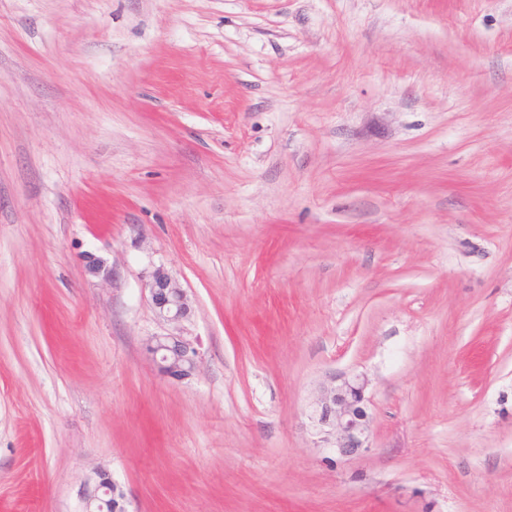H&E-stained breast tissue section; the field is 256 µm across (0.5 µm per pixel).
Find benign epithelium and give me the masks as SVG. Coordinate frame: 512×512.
Instances as JSON below:
<instances>
[{
	"label": "benign epithelium",
	"mask_w": 512,
	"mask_h": 512,
	"mask_svg": "<svg viewBox=\"0 0 512 512\" xmlns=\"http://www.w3.org/2000/svg\"><path fill=\"white\" fill-rule=\"evenodd\" d=\"M149 300L156 314L173 329L149 337L144 350L164 377L176 381L192 378L199 367V351L181 334L192 307L187 292L162 266L148 281ZM368 379L362 374L332 376L322 384L311 402L309 420L323 448L340 459L352 457L369 447L371 416L366 396ZM82 512H128L125 494L105 470L95 472L93 482L80 491Z\"/></svg>",
	"instance_id": "1"
}]
</instances>
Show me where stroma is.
Listing matches in <instances>:
<instances>
[{"label":"stroma","mask_w":512,"mask_h":512,"mask_svg":"<svg viewBox=\"0 0 512 512\" xmlns=\"http://www.w3.org/2000/svg\"><path fill=\"white\" fill-rule=\"evenodd\" d=\"M99 469L129 512H512V0H0V512ZM148 291L152 308L173 329L149 337L144 344L145 353L162 376L176 381L190 379L199 367V351L179 328L192 313L188 294L163 266L151 273ZM368 385L362 374L335 375L318 388L311 402L309 420L317 442L340 459L370 448Z\"/></svg>","instance_id":"obj_1"}]
</instances>
